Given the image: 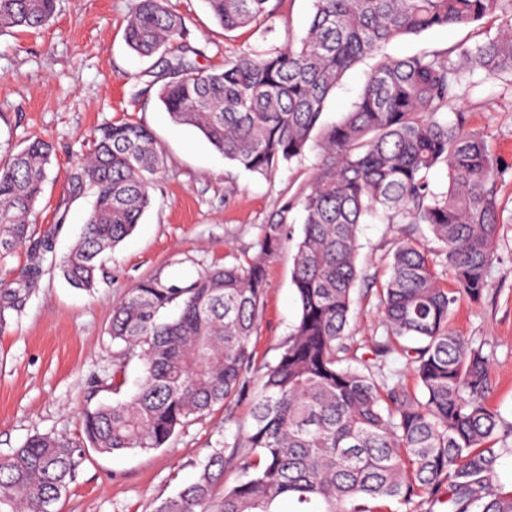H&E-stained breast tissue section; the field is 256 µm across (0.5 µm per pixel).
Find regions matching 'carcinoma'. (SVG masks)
Returning <instances> with one entry per match:
<instances>
[{
  "instance_id": "carcinoma-1",
  "label": "carcinoma",
  "mask_w": 512,
  "mask_h": 512,
  "mask_svg": "<svg viewBox=\"0 0 512 512\" xmlns=\"http://www.w3.org/2000/svg\"><path fill=\"white\" fill-rule=\"evenodd\" d=\"M230 32H275L268 0H205ZM306 34L281 49L224 58L201 68L182 15L166 0H134L124 28L130 50L167 56L158 98L171 120L196 128L224 159L261 175L314 147L318 164L302 191L261 225L258 253L189 281L154 276L113 308L119 345L116 399L84 412L81 438L29 436L0 455V512H55L83 460L101 453L163 448L184 428L257 382L243 439L214 449L196 479L156 512H512V490L496 466L512 452V421L487 403L491 355L448 329L459 296L488 288L500 233L497 186L508 171L484 137L439 115L455 109L477 70L512 86V0H312ZM56 0H0V34L39 29ZM501 18L499 33L473 47L403 58L382 53L394 40L436 28ZM375 63L353 109L321 123L328 97L365 59ZM53 147L34 141L0 164V260L24 248L17 288L0 289V327L19 311L48 265L74 288L92 291L98 259L130 236L151 207L164 160L151 131L135 122L99 128L71 180L94 190L79 241L57 260L31 220ZM447 171L442 190L430 173ZM303 214L292 285L300 316L272 363L251 347L267 293L266 263ZM382 212L404 237L380 292L386 334L357 344L354 317L358 234ZM427 227L435 246L415 237ZM452 272L441 285L437 267ZM417 381L411 390L385 373L393 342ZM141 364L137 390L122 396L126 368ZM242 473L214 500L224 471Z\"/></svg>"
}]
</instances>
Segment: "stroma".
Returning a JSON list of instances; mask_svg holds the SVG:
<instances>
[{
  "mask_svg": "<svg viewBox=\"0 0 512 512\" xmlns=\"http://www.w3.org/2000/svg\"><path fill=\"white\" fill-rule=\"evenodd\" d=\"M276 32L261 40L253 27L225 32L204 0H168L184 16L188 40L205 69L225 57L279 48L302 37L311 0H269ZM133 0H57L49 23L36 32L0 35V160L34 139L53 147L51 177L32 218L35 237L52 236L65 256L81 235L94 202L92 190L72 188L68 175L92 148L101 125L132 121L153 134L165 164L151 189L152 205L136 230L102 256L93 291L69 286L59 270L44 269L20 311L0 329V454L30 435L81 434L86 409L111 401L116 344L108 334L112 308L154 275L186 279L257 252L261 224L310 176L316 152L282 165L274 174H252L224 160L195 128L174 124L157 97L163 64L142 59L123 33ZM499 21L487 18L463 28H438L398 39L391 57L472 45L495 36ZM370 70L361 63L331 94L322 121L342 120ZM474 87L448 113L464 112L468 129L484 135L489 149L512 163V90L476 72ZM500 237L494 247L489 288L479 301L461 297L448 326L483 345L491 355L489 406L512 420V180L498 187ZM397 225L376 218L361 225L356 314L349 333L370 343L384 333L377 291L389 278ZM295 241L267 262L268 291L252 338L256 362L275 361L299 317L291 282ZM245 395L201 417L168 447L123 453L86 449L74 481L55 512H154L196 478L212 449L233 440L251 420Z\"/></svg>",
  "mask_w": 512,
  "mask_h": 512,
  "instance_id": "35a3bbf8",
  "label": "stroma"
}]
</instances>
